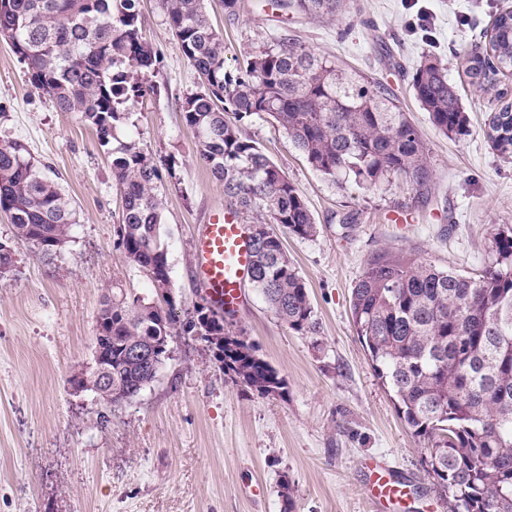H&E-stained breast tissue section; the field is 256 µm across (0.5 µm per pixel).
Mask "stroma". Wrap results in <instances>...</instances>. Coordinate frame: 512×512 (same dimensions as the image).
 <instances>
[{
  "label": "stroma",
  "mask_w": 512,
  "mask_h": 512,
  "mask_svg": "<svg viewBox=\"0 0 512 512\" xmlns=\"http://www.w3.org/2000/svg\"><path fill=\"white\" fill-rule=\"evenodd\" d=\"M223 36L225 65L269 39H298L358 75L384 84L430 149L423 192L399 184L341 186L317 173L270 120L252 117L245 135L298 188L319 232L284 236L319 319L317 335L293 333L261 293L245 286L234 331L288 382L285 396L233 384L204 343L173 337L172 357L136 397L102 404L71 378L90 360L103 296L154 290L132 265L117 227L123 200L111 158L73 112L59 111L29 80L27 66L0 42V140L22 142L72 200L68 243L47 256L17 240L0 214V242L15 266L0 277V512H283L281 477L293 512H374L366 495L372 461L387 463L406 491L394 512H448L423 441L414 437L354 328L350 295L375 252H412L442 267L477 274L491 238L512 228V159L485 134L495 95L471 82L465 50L484 41L512 0H356L335 22L241 0L237 15L208 4ZM142 37L156 52V93L127 103L119 140L134 138L163 176L164 238L178 312L201 304L192 275L194 227L224 205V186L196 160V138L180 111L200 79L169 30L160 0H140ZM431 53L448 70L470 122L466 136L439 133L412 96L406 72ZM409 216L406 224L392 222ZM260 499L245 495L251 479Z\"/></svg>",
  "instance_id": "1"
}]
</instances>
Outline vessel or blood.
<instances>
[{
	"instance_id": "b4317fda",
	"label": "vessel or blood",
	"mask_w": 512,
	"mask_h": 512,
	"mask_svg": "<svg viewBox=\"0 0 512 512\" xmlns=\"http://www.w3.org/2000/svg\"><path fill=\"white\" fill-rule=\"evenodd\" d=\"M251 263L246 224L231 209L212 211L194 239V277L198 290L217 312H238ZM366 492L376 512H389L403 490L390 468L377 463Z\"/></svg>"
}]
</instances>
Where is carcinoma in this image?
<instances>
[{
	"label": "carcinoma",
	"instance_id": "carcinoma-1",
	"mask_svg": "<svg viewBox=\"0 0 512 512\" xmlns=\"http://www.w3.org/2000/svg\"><path fill=\"white\" fill-rule=\"evenodd\" d=\"M167 23L200 78L181 105L196 135L197 160L224 184L225 207L250 219V281L276 317L303 336L319 322L306 283L289 259L277 224L310 239L317 224L296 186L242 134L241 122L268 118L327 180L369 189L398 181L422 189L432 180L429 149L388 89L349 74L336 62L288 38H276L226 68L224 39L212 27L207 0H161ZM309 18L339 19L352 0H278ZM138 0H0V40L27 65L61 112H77L108 147L125 120L124 105L155 88L156 60L141 36ZM98 46L95 52L88 42ZM467 73L491 89L512 75V11L495 17L488 43L465 53ZM410 89L433 125L456 139L467 132L457 88L430 54L409 74ZM488 114L486 136L512 158V103ZM113 184L123 200L117 233L130 262L151 283L172 287L163 241L162 174L131 139L112 149ZM14 236L54 254L68 240L76 210L26 146L0 141V213ZM491 261L477 275L440 267L411 252L379 251L363 264L350 312L378 378L393 394L428 464L448 512H512V229L494 234ZM177 300L147 301L114 291L98 314L101 351L112 375L105 404L137 396L157 373L131 359L135 346L169 359L165 339L199 337L233 383L263 396L288 393L286 379L236 336L211 306L176 318Z\"/></svg>",
	"mask_w": 512,
	"mask_h": 512
}]
</instances>
